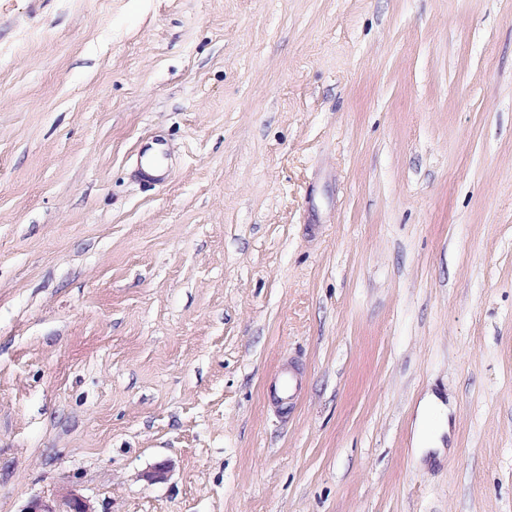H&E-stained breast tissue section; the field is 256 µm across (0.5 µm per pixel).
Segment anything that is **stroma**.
<instances>
[{
  "label": "stroma",
  "instance_id": "1",
  "mask_svg": "<svg viewBox=\"0 0 512 512\" xmlns=\"http://www.w3.org/2000/svg\"><path fill=\"white\" fill-rule=\"evenodd\" d=\"M70 488L512 512V0H0V512ZM450 403L448 406L433 394L419 403L416 412V447L419 456L430 452L442 453V436L449 432Z\"/></svg>",
  "mask_w": 512,
  "mask_h": 512
}]
</instances>
